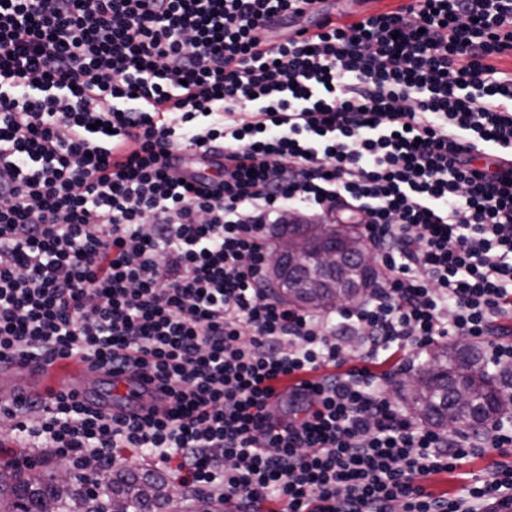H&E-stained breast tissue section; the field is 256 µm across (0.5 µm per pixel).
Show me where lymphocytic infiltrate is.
<instances>
[{
    "label": "lymphocytic infiltrate",
    "mask_w": 512,
    "mask_h": 512,
    "mask_svg": "<svg viewBox=\"0 0 512 512\" xmlns=\"http://www.w3.org/2000/svg\"><path fill=\"white\" fill-rule=\"evenodd\" d=\"M0 0V363L94 359L171 403L0 407L99 487L117 451L234 512H502L512 424L415 423L368 355L461 336L512 364V0ZM284 35L271 40L269 31ZM224 156L182 184L172 151ZM355 225L376 294L321 316L276 298L269 225ZM321 6H329L330 11H338L346 13V14H359L362 10L374 11V10H387L389 8L395 7L399 2H393L397 0H376L381 2H370L368 4L362 5L360 1L362 0H325ZM489 457H475L463 462L454 473L434 475L426 485L429 491L437 495L457 493L463 485L481 479Z\"/></svg>",
    "instance_id": "1"
}]
</instances>
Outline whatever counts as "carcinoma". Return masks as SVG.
I'll use <instances>...</instances> for the list:
<instances>
[{
  "label": "carcinoma",
  "instance_id": "obj_1",
  "mask_svg": "<svg viewBox=\"0 0 512 512\" xmlns=\"http://www.w3.org/2000/svg\"><path fill=\"white\" fill-rule=\"evenodd\" d=\"M352 280L324 275L319 280L302 281L303 308L332 309L331 301L349 291ZM432 367L429 376L415 397L404 401L414 417L423 425L447 426L444 411L460 390L471 394L467 404L457 413L469 428L478 429L497 421L498 402L512 391V372L490 373L487 360L476 344H438L430 351L421 367ZM105 498L100 512H171L172 489L160 473L119 468L101 492ZM90 490L82 479L70 480L66 493L56 485V470L50 469L38 477L24 475L19 468H0V512H44L47 505L53 512H90ZM193 512H224V500L204 494L196 495Z\"/></svg>",
  "mask_w": 512,
  "mask_h": 512
}]
</instances>
